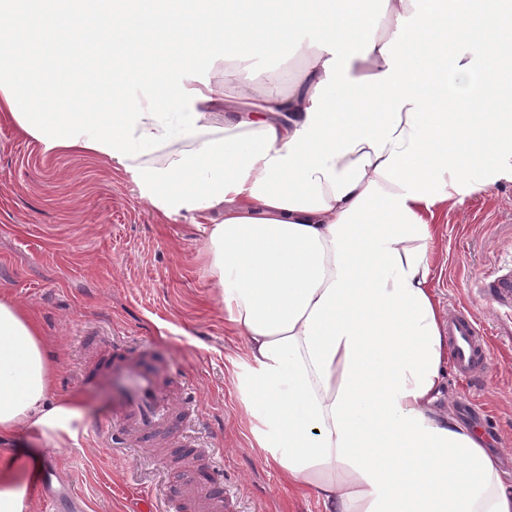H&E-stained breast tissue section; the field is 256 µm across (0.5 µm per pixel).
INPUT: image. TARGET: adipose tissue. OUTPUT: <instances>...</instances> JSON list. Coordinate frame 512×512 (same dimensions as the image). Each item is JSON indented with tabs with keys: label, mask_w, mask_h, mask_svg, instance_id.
<instances>
[{
	"label": "adipose tissue",
	"mask_w": 512,
	"mask_h": 512,
	"mask_svg": "<svg viewBox=\"0 0 512 512\" xmlns=\"http://www.w3.org/2000/svg\"><path fill=\"white\" fill-rule=\"evenodd\" d=\"M288 46V90L245 64ZM0 118L189 213L253 448L322 512H512L439 407L440 212L512 180V0H0ZM36 320L0 299V438L78 445Z\"/></svg>",
	"instance_id": "adipose-tissue-1"
}]
</instances>
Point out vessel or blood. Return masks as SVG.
Instances as JSON below:
<instances>
[{
    "mask_svg": "<svg viewBox=\"0 0 512 512\" xmlns=\"http://www.w3.org/2000/svg\"><path fill=\"white\" fill-rule=\"evenodd\" d=\"M482 293L505 306L512 321V277L488 274ZM455 365L465 376L483 374L490 366L492 348L473 311L454 310L445 327ZM150 352L141 345L110 347L96 344L86 351L83 375L103 381L112 388V417L106 429L113 442L135 446L166 443L176 438L180 425L191 418L197 401L182 375L169 373L150 364ZM224 482V473L211 469L208 483L188 478L181 492L182 501L195 512H224L223 497L213 495L211 486Z\"/></svg>",
    "mask_w": 512,
    "mask_h": 512,
    "instance_id": "b4317fda",
    "label": "vessel or blood"
}]
</instances>
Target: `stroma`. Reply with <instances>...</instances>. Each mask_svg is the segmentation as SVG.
<instances>
[{
    "instance_id": "obj_1",
    "label": "stroma",
    "mask_w": 512,
    "mask_h": 512,
    "mask_svg": "<svg viewBox=\"0 0 512 512\" xmlns=\"http://www.w3.org/2000/svg\"><path fill=\"white\" fill-rule=\"evenodd\" d=\"M192 215L166 220L139 196L110 159L44 152L33 138L0 121V296L36 316L56 366L55 390L75 397L89 429L79 447L0 443L32 491L30 512H52L41 482L47 455L84 500V512H135L142 489L164 498L186 471L224 469L227 512H321L317 501L285 484L252 449V435L225 356L239 337L224 329L212 299ZM512 274V181L501 180L441 212L435 228L433 288L442 311L471 309L498 349L485 376L470 382L448 370L450 409L474 399L480 428L512 455V349L498 345L506 321L481 296L488 272ZM103 336L117 344L150 342L154 358L186 371L200 417L190 434L206 454L192 468H138L113 451L95 424L112 412V389L82 384L79 342Z\"/></svg>"
}]
</instances>
